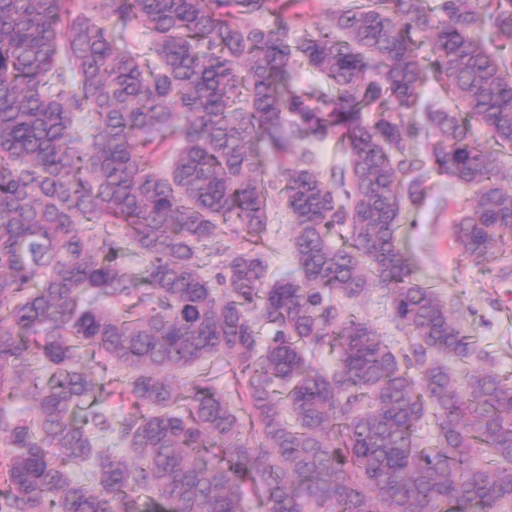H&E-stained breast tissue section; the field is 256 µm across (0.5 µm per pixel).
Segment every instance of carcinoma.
Listing matches in <instances>:
<instances>
[{
    "instance_id": "obj_1",
    "label": "carcinoma",
    "mask_w": 512,
    "mask_h": 512,
    "mask_svg": "<svg viewBox=\"0 0 512 512\" xmlns=\"http://www.w3.org/2000/svg\"><path fill=\"white\" fill-rule=\"evenodd\" d=\"M311 2L0 0V512H246V487L262 512H512V379L470 369L398 237L436 172L474 191L461 256L507 261L512 0H346L299 35ZM374 288L399 352L333 302ZM319 152L320 165L318 170L325 179L333 175L334 166L339 157L336 150V139L329 138L317 148ZM270 238L274 248L267 251L266 259L273 271L290 273L293 270L292 255L289 248L290 229L286 218L280 220L279 224H272Z\"/></svg>"
}]
</instances>
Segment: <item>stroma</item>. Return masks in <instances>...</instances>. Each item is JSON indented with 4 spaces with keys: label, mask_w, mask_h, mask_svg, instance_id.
Returning a JSON list of instances; mask_svg holds the SVG:
<instances>
[{
    "label": "stroma",
    "mask_w": 512,
    "mask_h": 512,
    "mask_svg": "<svg viewBox=\"0 0 512 512\" xmlns=\"http://www.w3.org/2000/svg\"><path fill=\"white\" fill-rule=\"evenodd\" d=\"M426 203L406 208L399 236L416 276L441 289L464 333L488 354L491 369L512 376V274L475 267L462 259L452 239L449 203L471 198L470 189L430 174Z\"/></svg>",
    "instance_id": "35a3bbf8"
}]
</instances>
